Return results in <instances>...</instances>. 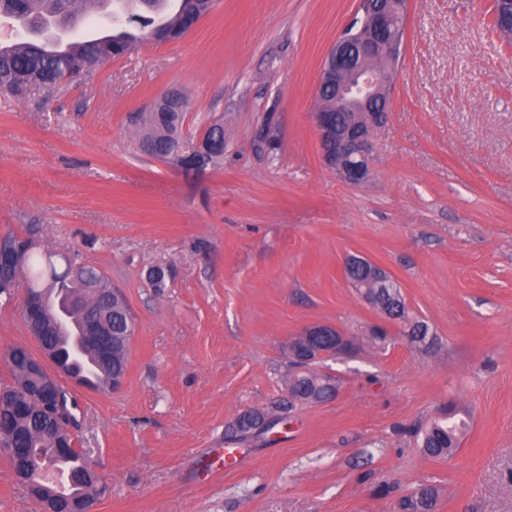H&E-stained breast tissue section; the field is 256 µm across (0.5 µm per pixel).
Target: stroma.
Masks as SVG:
<instances>
[{"mask_svg": "<svg viewBox=\"0 0 512 512\" xmlns=\"http://www.w3.org/2000/svg\"><path fill=\"white\" fill-rule=\"evenodd\" d=\"M357 4L216 0L179 39L0 98V235L104 272L135 319L120 391L61 381L105 488L90 512H401L422 483L436 512H512V48L490 0H409L389 116L351 185L314 114ZM172 89L187 134L223 125L216 165L138 150L137 113ZM351 256L398 283L426 342L351 288ZM25 291L0 297V387L11 348L39 350ZM317 324L354 341L316 365L337 393L281 407L288 341ZM451 402L469 429L452 457L427 456L414 431ZM250 409L284 423L227 470L215 451ZM0 512H43L1 449ZM510 7V4L505 3L504 1H494V3H491L490 5L488 13L489 27L492 28V30L495 31L500 38L504 39V41H502L503 43L512 48V31L508 35V32L504 30L505 26L502 22L503 14L508 12L511 14V17H509V26H512V13L510 12Z\"/></svg>", "mask_w": 512, "mask_h": 512, "instance_id": "stroma-1", "label": "stroma"}]
</instances>
